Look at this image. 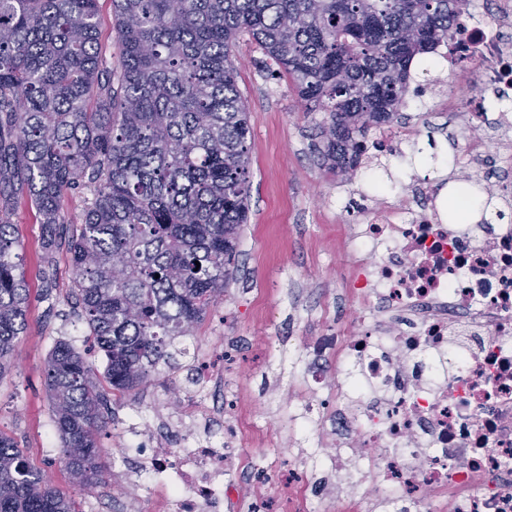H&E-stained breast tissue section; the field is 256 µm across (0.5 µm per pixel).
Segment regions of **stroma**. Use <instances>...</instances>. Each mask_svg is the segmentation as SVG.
Segmentation results:
<instances>
[{"mask_svg":"<svg viewBox=\"0 0 512 512\" xmlns=\"http://www.w3.org/2000/svg\"><path fill=\"white\" fill-rule=\"evenodd\" d=\"M234 62L249 108L251 144V202L239 243L240 272L218 308L194 335L182 338L187 353L179 368L162 369L136 396L109 403L100 438L107 485H77L60 464V440L42 374L57 341H68L79 351L86 348L87 328L72 294L67 241L92 201L93 189L86 186L62 198L65 222L57 228L49 266L39 217L24 203L14 212L30 303L18 360L0 379V432L12 437L30 465L72 499L76 512H158L156 500H133L130 481L144 473L137 433L154 429L168 447H184L180 433L164 423L177 399L196 402L212 429L238 442L244 457L239 512L279 493L281 472L288 465L306 469L310 485L329 481L330 473L313 466L311 456L315 447H333L332 437L312 442L294 416L310 398L327 396L336 378L331 375L318 384L295 375L292 365L316 337L356 325V307L338 295L350 287L358 261L349 236L363 215L361 197L380 186L393 198L414 180L438 190L442 208L455 199L450 174L468 133L453 111L468 96L481 93L479 72L438 73L447 109H440L430 94L406 97L398 113L402 125L420 130L418 141L404 145L402 156L365 159L357 177L342 182L318 158L322 113L303 111L291 79L265 66L249 38L240 39ZM480 136L489 146L485 178L496 186L492 203L497 206L502 197H512V156L503 151L501 133L487 128ZM196 351L223 361L224 405L215 404L210 388L194 379Z\"/></svg>","mask_w":512,"mask_h":512,"instance_id":"1","label":"stroma"}]
</instances>
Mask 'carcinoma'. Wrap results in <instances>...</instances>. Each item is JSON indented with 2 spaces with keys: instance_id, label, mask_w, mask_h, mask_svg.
I'll return each mask as SVG.
<instances>
[{
  "instance_id": "cac0c4a2",
  "label": "carcinoma",
  "mask_w": 512,
  "mask_h": 512,
  "mask_svg": "<svg viewBox=\"0 0 512 512\" xmlns=\"http://www.w3.org/2000/svg\"><path fill=\"white\" fill-rule=\"evenodd\" d=\"M98 0H0V378L26 330L15 204L56 238L63 194L94 198L68 239L73 292L103 379L59 340L45 365L60 462L101 483L107 391L132 395L176 368L238 272L251 198L249 111L234 48L246 34L322 112V165L356 177L368 133L391 127L417 57L451 39L468 0H112L119 55L100 43ZM0 512H76L0 433Z\"/></svg>"
}]
</instances>
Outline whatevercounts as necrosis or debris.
<instances>
[{"mask_svg":"<svg viewBox=\"0 0 512 512\" xmlns=\"http://www.w3.org/2000/svg\"><path fill=\"white\" fill-rule=\"evenodd\" d=\"M512 0L493 14L471 11L453 41L439 45L435 68L476 65L494 97L512 92ZM462 127L512 131V112H491L484 97L456 112ZM360 254L346 289L366 329L332 343L316 339L298 367L320 377L336 359V398L321 400L336 452L319 464L356 462L389 490L401 512H512V223L448 224L424 197L366 209L352 232ZM194 411L170 418L186 447L146 433L151 472L136 481L163 512H225L235 501L240 456L232 442L195 431ZM377 512L374 489L354 497L341 483L313 492L291 475L288 493L261 512Z\"/></svg>","mask_w":512,"mask_h":512,"instance_id":"necrosis-or-debris-1","label":"necrosis or debris"}]
</instances>
